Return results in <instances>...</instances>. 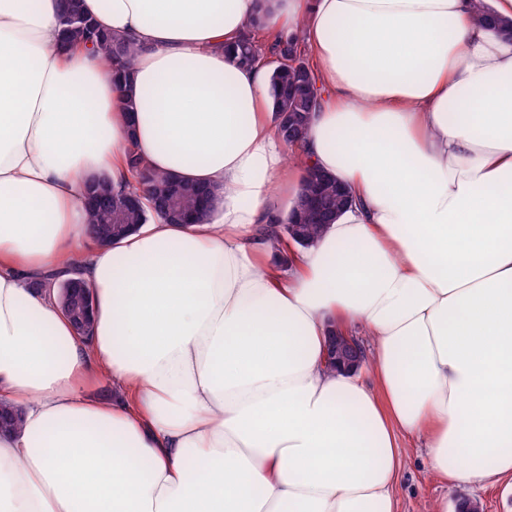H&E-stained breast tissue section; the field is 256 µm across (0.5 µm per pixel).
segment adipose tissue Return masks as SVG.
<instances>
[{
    "label": "adipose tissue",
    "mask_w": 512,
    "mask_h": 512,
    "mask_svg": "<svg viewBox=\"0 0 512 512\" xmlns=\"http://www.w3.org/2000/svg\"><path fill=\"white\" fill-rule=\"evenodd\" d=\"M58 3L0 0V512H396L404 437L448 487L512 486V36L474 0H82L135 39L118 88ZM260 14L327 91L290 148L265 61L224 52ZM131 142L218 200L91 246ZM312 169L353 203L289 246L264 229ZM74 257L86 338L34 286ZM356 328L369 358L326 370Z\"/></svg>",
    "instance_id": "adipose-tissue-1"
}]
</instances>
